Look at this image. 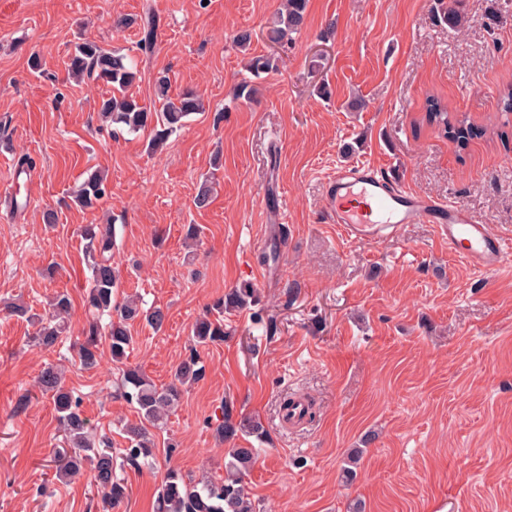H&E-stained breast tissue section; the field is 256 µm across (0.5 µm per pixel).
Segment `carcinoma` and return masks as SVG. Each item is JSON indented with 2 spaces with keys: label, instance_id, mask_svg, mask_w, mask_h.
Returning a JSON list of instances; mask_svg holds the SVG:
<instances>
[{
  "label": "carcinoma",
  "instance_id": "carcinoma-1",
  "mask_svg": "<svg viewBox=\"0 0 512 512\" xmlns=\"http://www.w3.org/2000/svg\"><path fill=\"white\" fill-rule=\"evenodd\" d=\"M308 0H286L284 9L277 12L269 22L267 39L273 44L289 40L305 23ZM437 20L453 27L461 25L463 16L456 8L439 3ZM142 37L140 49L151 52L155 47V20L148 16L141 20ZM69 74L80 79H92L112 86V95L99 103L101 118L112 126V133H149V150L156 152L167 146L170 137L180 130L188 117L206 111L201 94L193 89L182 91L177 98L168 96L170 79L166 75L156 78L157 97L163 101L161 108L140 102L129 93L138 78L135 65L126 56L108 50L95 41L87 40L78 45L67 62ZM249 72L256 78L262 74L278 71V58L273 55H255L249 61ZM427 120L442 128L460 146L479 134V130L466 127L463 122L453 123L448 113L439 111L437 105L430 106ZM110 194L106 176L93 171L73 191V201L82 208H93ZM84 253L91 272L86 306L97 315L108 316L105 327L98 322L89 323L84 330L85 339L73 344L80 364L92 369L99 363L101 346L107 344L112 360L120 363L127 356L132 344L130 325L144 319L156 330L162 328L166 315L158 307L144 310L139 300L125 296L116 302L118 271L113 262L116 246L115 228L111 224H84L79 229ZM254 292L250 288H234L224 294L217 309H242L250 305ZM72 308L68 294L60 292L49 302L48 312L37 314L20 303L10 305L15 315L23 317L37 326L33 345L52 349L67 332ZM195 344L208 345L224 340V324L206 315L196 320L192 328ZM204 377V370L194 356L183 360L175 370L174 379L166 387L156 386L140 369L129 367L123 370L121 394L137 410L139 423L126 428L128 446L123 456L129 464L150 463L156 458L157 445L153 430L161 427L180 400L181 387ZM38 388L51 396L58 421L63 427L64 437L70 451L54 453L55 476L68 484L81 474L85 464L92 463L94 481L109 506L122 504L130 496L129 487L115 475L111 441L102 436L94 442L90 438L89 423L80 410L81 399L63 386L61 369L54 363L44 365L38 378ZM218 438L232 444L228 449V460L224 462V478L197 485L187 481L174 469L167 471L157 499V512H256L250 497L245 493L243 477L255 464L258 449L238 445L236 441L245 436H259L262 426L257 421L242 416L233 418L232 410L224 407V422L217 426Z\"/></svg>",
  "mask_w": 512,
  "mask_h": 512
}]
</instances>
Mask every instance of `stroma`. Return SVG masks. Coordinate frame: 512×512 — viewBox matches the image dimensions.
Returning a JSON list of instances; mask_svg holds the SVG:
<instances>
[{
  "label": "stroma",
  "mask_w": 512,
  "mask_h": 512,
  "mask_svg": "<svg viewBox=\"0 0 512 512\" xmlns=\"http://www.w3.org/2000/svg\"><path fill=\"white\" fill-rule=\"evenodd\" d=\"M281 2L0 0V512H108L91 472L54 477L63 439L37 387L45 363L64 365L92 428L118 449L123 425L139 420L115 393L123 367L161 387L192 355L205 374L156 431L155 462L117 464L132 494L115 512H154L171 468L197 483L223 478L228 445L215 428L227 406L265 433L244 478L258 512H348L358 499L365 512H512V259L477 271L433 224L351 237L320 205L334 169L365 163L512 237V125L501 116L512 0H459V29L435 21L437 0H308L301 31L274 44L267 26ZM147 12L156 46L145 54L139 27L114 21ZM240 29L253 53L279 60L252 101L234 95L246 75ZM86 39L132 58L142 102L157 104L164 72L171 93L196 89L205 112L154 154L145 134L113 137L97 112L109 86L65 70ZM432 97L486 135L458 147L425 122ZM355 99L362 109H350ZM22 155L33 165L17 191ZM94 169L111 193L79 208L70 194ZM207 180L212 197L196 207ZM48 208L57 223H43ZM84 224L115 227L119 295L166 314L157 332L133 323L123 363L106 353L91 370L71 342L90 318ZM233 288L255 289V303L224 313L223 342L196 346L195 320ZM58 292L72 300V336L32 346L34 326L8 305L40 312ZM292 394L315 403L296 429L279 417Z\"/></svg>",
  "instance_id": "35a3bbf8"
}]
</instances>
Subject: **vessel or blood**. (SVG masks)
<instances>
[{
  "mask_svg": "<svg viewBox=\"0 0 512 512\" xmlns=\"http://www.w3.org/2000/svg\"><path fill=\"white\" fill-rule=\"evenodd\" d=\"M329 223L354 236L378 239L403 224H433L469 265L497 270L512 257V239L461 207L413 193L373 165L342 166L326 181L321 206Z\"/></svg>",
  "mask_w": 512,
  "mask_h": 512,
  "instance_id": "vessel-or-blood-1",
  "label": "vessel or blood"
}]
</instances>
